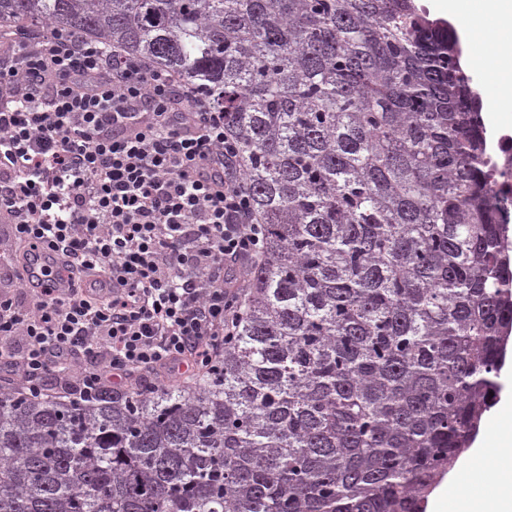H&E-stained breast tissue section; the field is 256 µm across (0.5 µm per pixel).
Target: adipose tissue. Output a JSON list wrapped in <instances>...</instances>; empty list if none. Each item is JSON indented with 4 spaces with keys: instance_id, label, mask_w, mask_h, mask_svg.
<instances>
[{
    "instance_id": "ef3b65f1",
    "label": "adipose tissue",
    "mask_w": 512,
    "mask_h": 512,
    "mask_svg": "<svg viewBox=\"0 0 512 512\" xmlns=\"http://www.w3.org/2000/svg\"><path fill=\"white\" fill-rule=\"evenodd\" d=\"M439 13L466 23L473 58L486 69L483 98L488 111L512 98V0H434ZM512 447V426L476 441L468 452L456 489L440 485L427 512H512V461L493 458L495 448Z\"/></svg>"
}]
</instances>
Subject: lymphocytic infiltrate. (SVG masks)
Segmentation results:
<instances>
[{"label":"lymphocytic infiltrate","mask_w":512,"mask_h":512,"mask_svg":"<svg viewBox=\"0 0 512 512\" xmlns=\"http://www.w3.org/2000/svg\"><path fill=\"white\" fill-rule=\"evenodd\" d=\"M0 66V219L13 243L101 271L100 287L0 293V357L89 404L142 370L210 363L241 307L226 270L262 257L223 113L142 58L55 31Z\"/></svg>","instance_id":"lymphocytic-infiltrate-1"}]
</instances>
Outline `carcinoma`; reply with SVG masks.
<instances>
[{
    "mask_svg": "<svg viewBox=\"0 0 512 512\" xmlns=\"http://www.w3.org/2000/svg\"><path fill=\"white\" fill-rule=\"evenodd\" d=\"M224 113L266 225L224 367L92 404L0 378V512H424L500 391L512 242L455 27L414 0H0Z\"/></svg>",
    "mask_w": 512,
    "mask_h": 512,
    "instance_id": "obj_1",
    "label": "carcinoma"
}]
</instances>
